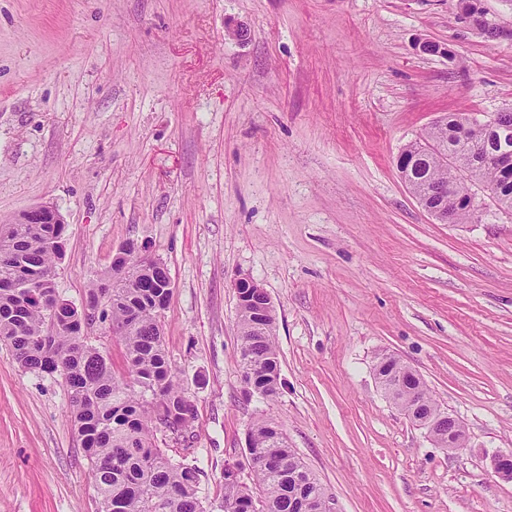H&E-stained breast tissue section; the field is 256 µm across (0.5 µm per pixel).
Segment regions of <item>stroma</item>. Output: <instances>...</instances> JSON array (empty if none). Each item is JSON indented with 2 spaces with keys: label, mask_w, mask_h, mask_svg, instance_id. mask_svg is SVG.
<instances>
[{
  "label": "stroma",
  "mask_w": 512,
  "mask_h": 512,
  "mask_svg": "<svg viewBox=\"0 0 512 512\" xmlns=\"http://www.w3.org/2000/svg\"><path fill=\"white\" fill-rule=\"evenodd\" d=\"M0 0V220L52 204L60 296L116 250L167 266L163 343L197 420L200 487L251 483L267 415L337 512H512V214L436 223L397 158L448 112L512 107V0ZM428 38L455 61L416 47ZM270 294L278 393L247 394L235 282ZM390 353L466 445L439 447L380 390ZM0 512H97L60 378L0 344Z\"/></svg>",
  "instance_id": "stroma-1"
}]
</instances>
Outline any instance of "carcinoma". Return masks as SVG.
Returning <instances> with one entry per match:
<instances>
[{
    "instance_id": "obj_1",
    "label": "carcinoma",
    "mask_w": 512,
    "mask_h": 512,
    "mask_svg": "<svg viewBox=\"0 0 512 512\" xmlns=\"http://www.w3.org/2000/svg\"><path fill=\"white\" fill-rule=\"evenodd\" d=\"M460 121L450 113L402 150L415 173L410 191L433 196L442 185H454L444 208L453 223H473L475 213L461 203L469 194L464 175L490 187L497 207L512 212V174L497 163L498 155L512 152V140L489 132L477 152ZM450 153L453 167L441 162ZM64 234L65 225L51 210L41 224L23 217L0 224V342L21 368L61 378L91 464L98 512H207L195 449L175 458L164 448L169 439L186 441L197 418L162 341L160 317L171 291L132 288L119 276L123 266L138 261L132 244L91 283L86 305L104 304L102 320L123 347L124 370L116 373L106 350L92 343L88 327L63 307L55 288ZM237 329L247 393L276 395L275 310L262 313L249 303L237 312ZM377 367L390 384L409 378L408 366L391 354L381 355ZM247 437L258 492L240 481L239 466H224L220 512H326V488L273 418L254 419Z\"/></svg>"
}]
</instances>
